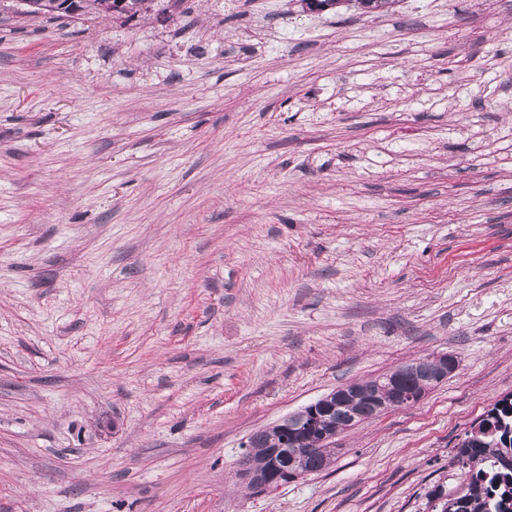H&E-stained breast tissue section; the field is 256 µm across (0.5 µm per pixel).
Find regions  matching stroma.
<instances>
[{
	"label": "stroma",
	"instance_id": "1",
	"mask_svg": "<svg viewBox=\"0 0 512 512\" xmlns=\"http://www.w3.org/2000/svg\"><path fill=\"white\" fill-rule=\"evenodd\" d=\"M454 353L270 494L249 436ZM512 394V0H0V512H440ZM31 5L23 6L29 15L43 14L49 18L74 17L69 10H78L77 16L124 15L134 18L143 10L147 0H29ZM114 4L116 6L114 7ZM115 10V12H113ZM112 11V12H111Z\"/></svg>",
	"mask_w": 512,
	"mask_h": 512
}]
</instances>
